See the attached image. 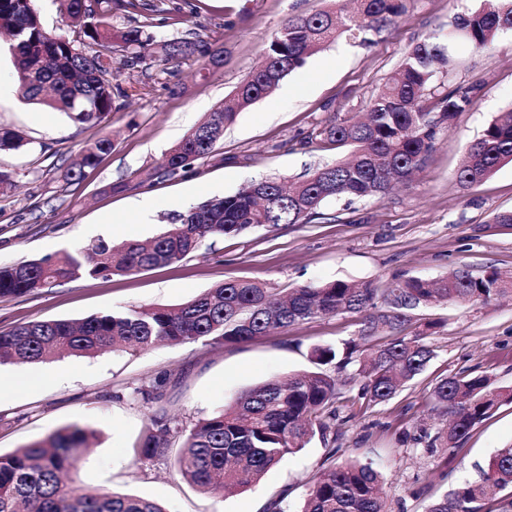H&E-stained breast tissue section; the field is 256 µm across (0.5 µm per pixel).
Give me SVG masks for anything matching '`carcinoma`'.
Segmentation results:
<instances>
[{"label":"carcinoma","mask_w":512,"mask_h":512,"mask_svg":"<svg viewBox=\"0 0 512 512\" xmlns=\"http://www.w3.org/2000/svg\"><path fill=\"white\" fill-rule=\"evenodd\" d=\"M78 38L52 35L42 28L33 0H0V31L11 38V53L22 97L64 112L77 124H100L112 112L114 97L107 75L112 69L109 44L117 40L129 51L126 63L142 64L156 55L147 51L142 31L112 32L115 0H64ZM406 0H334V7L299 15L268 44L264 65L250 73L235 94L224 100L167 153L161 170L175 174L209 155L237 114L265 97L278 82L301 67L325 44L349 33L366 35L394 21ZM455 29L470 45L488 49L495 36L512 30V0L458 15ZM193 51L189 41L160 46L164 60ZM449 64L447 46L429 40L416 44L396 76L370 104L363 121L330 125L319 134L354 146L351 156L318 169L306 180L285 187L272 179L257 181L268 200L266 209L245 188L209 198L179 215L169 230L150 243L114 245L99 240L54 257L0 267V297L22 296L82 275L109 279L156 266L176 264L208 236H238L261 226L308 223L322 204L346 195L356 198L385 193L392 183H406L422 169L444 127L471 109L476 88L440 86L430 80ZM112 148L103 136L82 148V166H93ZM512 163V112L493 120L470 144L456 173L462 185L480 182ZM512 295V278L498 271L473 273L462 264L438 280L409 278L384 288L356 286L343 280L303 285L283 295L260 282L231 280L175 307H139L92 315L79 322L34 321L0 331V364H27L61 354L90 355L108 348L137 350L162 343L214 346L245 343L277 328L327 316L375 309L361 323L358 337L343 350L330 345L313 349L316 370L265 381L240 393L229 408L187 426L175 416L153 414L143 435L141 455L167 459L180 441L177 472L190 483L225 497L249 486L285 456L306 447L319 433L336 443V403L342 397L336 377L321 367L353 366L349 382L358 397L379 405L393 399L405 384L422 375L435 356L428 332L404 334L415 312L440 302L487 304ZM435 406L451 417L447 427L425 434L426 451L448 455L470 430L512 392L492 387L487 375L446 376L431 390ZM94 431L73 425L9 454H0V512H165L154 500L68 486L64 480L80 462ZM341 448L327 449L331 462L321 466L308 486L301 512H389L380 472L370 461H336ZM512 447L500 448L469 481L433 501L427 512H512Z\"/></svg>","instance_id":"cac0c4a2"}]
</instances>
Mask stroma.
Here are the masks:
<instances>
[{"mask_svg":"<svg viewBox=\"0 0 512 512\" xmlns=\"http://www.w3.org/2000/svg\"><path fill=\"white\" fill-rule=\"evenodd\" d=\"M482 5L410 0L407 11L370 42L338 38L271 95L242 110L212 153L169 176L159 172L166 153L233 95L261 64L274 34L294 16L331 8V0H164L154 13L113 10L114 30L139 26L154 41H191L198 50L159 65L128 67L120 45H113L112 87L124 95L98 125H79L61 111L24 101L9 41L0 35V130L25 139L20 149L0 151V167L12 170L16 181L13 192L0 195V266L97 239L148 241L206 199L266 177L298 180L344 159L348 147L325 140L319 129L367 112L404 55L426 36L447 44L451 57L433 84L478 88L474 107L440 131L409 186L380 197L328 200L322 218L307 224L206 237L173 266L108 280L81 277L0 297V330L175 306L228 280L279 291L334 279L381 288L396 277L442 278L463 263L478 273L494 269L512 277V227L492 221L495 213L512 210V164L472 186L456 181L466 147L500 113L512 111V32L499 34L488 49L473 48L453 33L456 15ZM216 52L220 65L205 68ZM103 136L111 137V151L81 177L66 178L81 148ZM420 316L412 331H421L427 320L443 322L430 338L435 357L427 371L386 403L366 404L348 389L338 404L337 444L344 457L380 468L391 512H426L447 491L477 477L495 451L512 445V402L498 405L470 431L452 463L415 440L440 422L430 398L436 380L467 370L512 387V299L440 305ZM362 319L339 314L220 348L198 341L2 365L1 375L40 374L45 381L0 398V454L77 424L96 437L69 475L74 485L150 498L166 512H265L280 495L285 512H299L306 483L325 457L321 436L224 498L188 484L172 463L143 460L140 437L151 414L175 415L190 425L232 404L247 388L312 368L315 346H341L356 336ZM143 384L151 388L146 400L134 392Z\"/></svg>","mask_w":512,"mask_h":512,"instance_id":"35a3bbf8","label":"stroma"}]
</instances>
